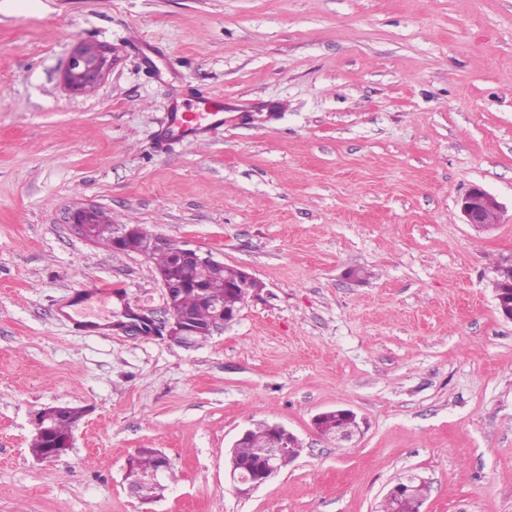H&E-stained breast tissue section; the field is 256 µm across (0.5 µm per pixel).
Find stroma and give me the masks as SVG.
Returning a JSON list of instances; mask_svg holds the SVG:
<instances>
[{"label": "stroma", "mask_w": 512, "mask_h": 512, "mask_svg": "<svg viewBox=\"0 0 512 512\" xmlns=\"http://www.w3.org/2000/svg\"><path fill=\"white\" fill-rule=\"evenodd\" d=\"M87 42L113 65L75 94ZM200 92L224 124L196 141L170 115ZM475 185L503 205L487 232L457 206ZM80 205L263 290L193 349L113 329L164 292ZM510 258L512 0H0V512H376L407 475L424 512H512ZM58 404L85 413L41 461ZM335 409L360 437L314 431ZM260 422L303 448L242 498L225 463ZM143 448L170 461L146 504ZM112 51L106 45H99L96 58L88 57L83 45H79L68 58L63 71V82L67 89L78 92L85 82H97L112 66ZM67 410H69L67 405H54L44 407L35 415L33 422L34 435L32 439H43L49 442L47 452L41 455L45 451V443L42 440H32L30 446L31 451L34 455L39 456L40 459H57L71 448L73 440L72 428L79 420L76 421L65 436H56L54 430V424L59 414ZM336 417V429L332 433L325 432L323 421L326 417ZM364 421L358 418L357 414L349 409L326 411L317 414L312 420L314 430L320 435L330 437L340 444L351 442L356 436L363 432Z\"/></svg>", "instance_id": "1"}]
</instances>
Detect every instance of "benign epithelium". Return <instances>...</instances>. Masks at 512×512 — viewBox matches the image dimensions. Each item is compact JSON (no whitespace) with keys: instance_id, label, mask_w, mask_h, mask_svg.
Returning a JSON list of instances; mask_svg holds the SVG:
<instances>
[{"instance_id":"1","label":"benign epithelium","mask_w":512,"mask_h":512,"mask_svg":"<svg viewBox=\"0 0 512 512\" xmlns=\"http://www.w3.org/2000/svg\"><path fill=\"white\" fill-rule=\"evenodd\" d=\"M112 66V51L106 45L99 46L96 58L88 57L83 46H78L68 58L63 71V82L67 89L75 92L85 82H97ZM460 209L466 223L479 231H488L499 223L503 211L497 197L481 186H474L461 198ZM95 208H77L70 213L69 223L87 239H92L89 227L93 224ZM144 229L137 224H117L112 230L109 247L114 251L123 249L145 254L142 235ZM154 243L170 249L176 264H192L205 271L224 266L212 254L196 249L185 248L163 237L154 238ZM158 277L165 290L163 317L160 320L145 313L143 310L124 305L112 327L132 336H164L169 341L185 347L192 346L193 336L207 330L214 332L231 323L237 314L227 312L224 302L209 300L207 305L211 311L210 320L202 325L188 311H180L174 306V299L187 284L164 271ZM238 284L245 287L246 295L256 297L263 290V285L255 277L244 270H239ZM69 410L66 405H54L41 409L34 418V438L49 442L47 452L40 456L42 460H53L71 448L73 433L65 436L55 435L54 424L59 414ZM364 421L349 409L326 411L317 414L312 420L314 430L340 443H348L363 432ZM267 448L273 460L265 470L253 476H245L243 465L236 455L230 457L229 476L235 491L241 496H249L260 487L269 483L281 471L280 464L288 463L296 458L302 448L299 438L280 424H268Z\"/></svg>"}]
</instances>
